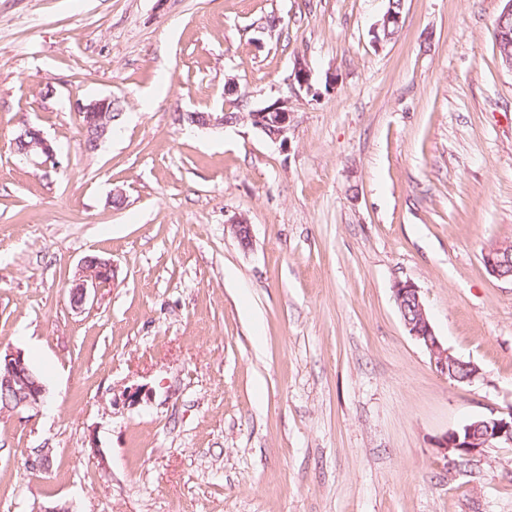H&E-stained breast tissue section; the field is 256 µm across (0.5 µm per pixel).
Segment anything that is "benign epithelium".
Listing matches in <instances>:
<instances>
[{
    "label": "benign epithelium",
    "instance_id": "obj_1",
    "mask_svg": "<svg viewBox=\"0 0 512 512\" xmlns=\"http://www.w3.org/2000/svg\"><path fill=\"white\" fill-rule=\"evenodd\" d=\"M403 4L392 3L382 18L372 29L373 43L377 46L395 38L399 32ZM312 76L308 63L298 57L294 61L287 86L291 89L312 90ZM112 98L106 97L89 103L77 104V112L86 117V126H92L99 118V113L112 109ZM276 128L269 130L270 112L266 108L253 109L232 119L227 112H193L189 115V125L201 129H216L239 122H249L272 142H284L293 122L289 109V99L280 97L274 106ZM22 137L32 139L30 147L37 153L50 159L55 158L52 144L43 132L31 124L21 129ZM228 226L239 245L247 250L252 245V224L245 218L237 217ZM483 263L490 275L497 279L512 280V243L502 242L489 248L483 254ZM114 280L112 262L96 257L82 260L79 272L70 287L72 308L82 310L94 303L104 289L110 287ZM394 298L403 326L408 335L421 345L428 353L430 363L441 375L459 383H471L481 375L480 367L472 361H464L444 348L436 335L433 324L426 311L420 290L410 282H399L394 288ZM8 396L4 411L19 408L37 409L47 400V387L40 381L36 372L28 363L23 350L14 347L0 348V393ZM499 445L512 446V410L506 415L494 413L480 417L472 423L466 422L448 430L437 440V448L443 455L445 465L458 467L467 461L473 462L485 449Z\"/></svg>",
    "mask_w": 512,
    "mask_h": 512
}]
</instances>
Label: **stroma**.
<instances>
[{"label":"stroma","instance_id":"35a3bbf8","mask_svg":"<svg viewBox=\"0 0 512 512\" xmlns=\"http://www.w3.org/2000/svg\"><path fill=\"white\" fill-rule=\"evenodd\" d=\"M387 7L0 0V344L48 391L0 414V512H512V446L448 469L436 447L512 410V282L482 262L512 242L504 3L405 0L377 46ZM298 57L315 93L285 83ZM230 78L289 97L287 143L177 122L228 108ZM106 96L116 132L85 151L74 105ZM27 123L56 163L16 154ZM91 255L114 281L75 310ZM400 281L480 378L434 370ZM394 2V0H391V4L388 6L386 12H384L382 18L372 29L373 43L377 46L394 39L399 32L404 0H400L399 4H395ZM380 29L384 32V38L380 37Z\"/></svg>","mask_w":512,"mask_h":512}]
</instances>
